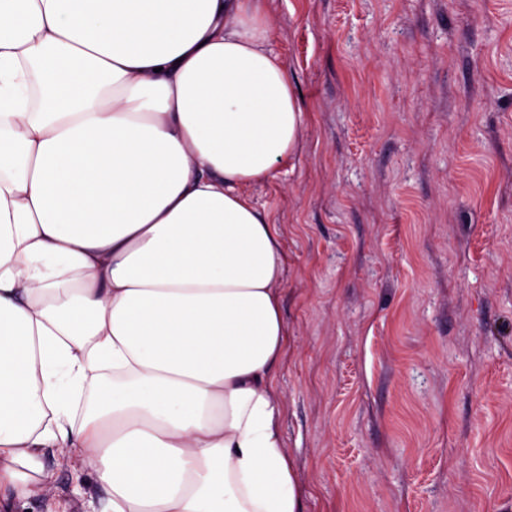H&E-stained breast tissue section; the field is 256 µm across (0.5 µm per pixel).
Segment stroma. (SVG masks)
<instances>
[{
	"label": "stroma",
	"mask_w": 512,
	"mask_h": 512,
	"mask_svg": "<svg viewBox=\"0 0 512 512\" xmlns=\"http://www.w3.org/2000/svg\"><path fill=\"white\" fill-rule=\"evenodd\" d=\"M304 112L278 224L307 512H512V0H268ZM17 512L104 497L89 471Z\"/></svg>",
	"instance_id": "stroma-1"
}]
</instances>
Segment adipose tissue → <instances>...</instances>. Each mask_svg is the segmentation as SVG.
<instances>
[{
    "label": "adipose tissue",
    "instance_id": "1",
    "mask_svg": "<svg viewBox=\"0 0 512 512\" xmlns=\"http://www.w3.org/2000/svg\"><path fill=\"white\" fill-rule=\"evenodd\" d=\"M265 0H0V512H306L275 373L285 255L246 189L303 112ZM52 449H47L44 458L46 467L53 469L57 474V480L49 486L51 489L38 490L31 498L20 504L18 512H45L48 503L58 496H68L71 502L72 512H92L93 506L105 496L97 478L89 471L81 468H73L71 465L62 466L59 456Z\"/></svg>",
    "mask_w": 512,
    "mask_h": 512
}]
</instances>
